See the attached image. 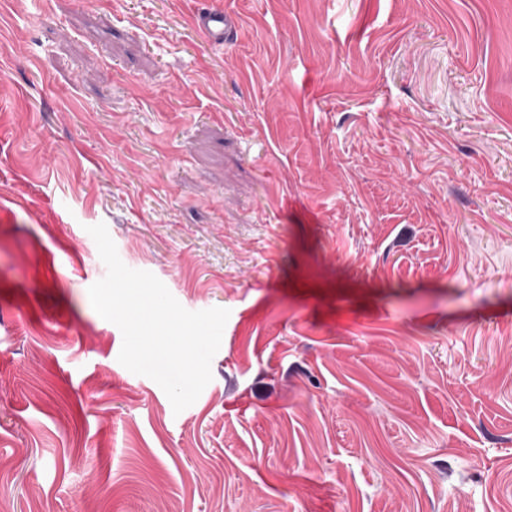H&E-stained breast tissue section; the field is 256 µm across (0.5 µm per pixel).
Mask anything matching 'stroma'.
<instances>
[{
    "label": "stroma",
    "instance_id": "1",
    "mask_svg": "<svg viewBox=\"0 0 512 512\" xmlns=\"http://www.w3.org/2000/svg\"><path fill=\"white\" fill-rule=\"evenodd\" d=\"M101 222L230 312L181 413ZM82 504L512 512V0H0V512ZM195 21L209 39L223 44L230 31L235 26L234 19L223 9L212 8L197 12Z\"/></svg>",
    "mask_w": 512,
    "mask_h": 512
}]
</instances>
